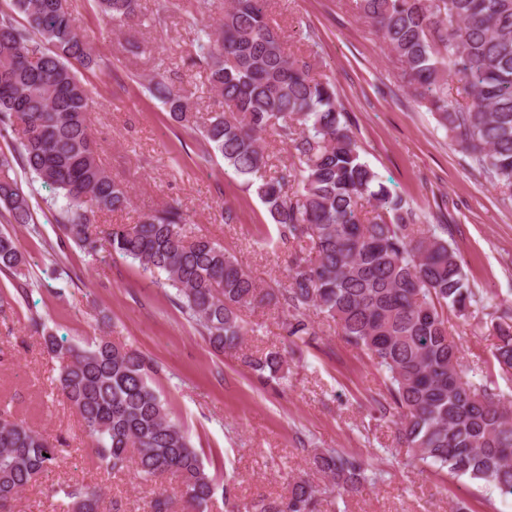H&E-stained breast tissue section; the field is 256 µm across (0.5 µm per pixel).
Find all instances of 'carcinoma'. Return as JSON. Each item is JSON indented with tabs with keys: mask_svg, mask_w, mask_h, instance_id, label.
<instances>
[{
	"mask_svg": "<svg viewBox=\"0 0 512 512\" xmlns=\"http://www.w3.org/2000/svg\"><path fill=\"white\" fill-rule=\"evenodd\" d=\"M95 2L114 23L138 7V0ZM267 5L230 0L214 30L194 21L211 91L231 110L229 117L211 113L198 132L225 169L260 180L257 194L290 251L285 287H260L224 246L188 235L175 206L134 225H110L108 256H99L91 226L131 199L98 160L91 96L76 66L104 61L79 34L66 0H12V13H0V129L16 141V152L0 153V206L16 224L32 221L29 196L12 176L19 165L62 199L54 216L61 245L165 275L176 304L216 352L241 344L245 308H277L286 336L302 342L317 336L310 312L325 315L384 373L389 402L380 417L395 411L398 442L411 462L512 496V400L498 383L512 379V306L477 295L456 249L434 225L417 223L407 201L361 158L333 83L314 78L310 62L285 51ZM355 8L401 65L413 101L512 203V0H355ZM451 77L463 82L462 104L448 99ZM147 91L174 120L196 124L186 97L164 78L152 79ZM269 129L292 151V162L271 178L260 144ZM289 185L296 187L291 196ZM27 264L16 236L0 231V271L19 277ZM473 307L492 310L497 337L498 374L478 382L448 336V313L466 319ZM43 344L65 360L58 389L91 438L99 467L117 473L133 464L145 480L174 476L186 509L207 512L216 484L169 418L150 360L105 336L65 346L47 333ZM283 365L272 351L255 368L274 377ZM60 453L43 433L0 411V512ZM312 462L326 488L290 477L283 495L242 511L232 503L228 512H315L323 494L352 495L378 480L364 459L334 448L313 449ZM50 493L63 494L69 512H99L102 501L82 486Z\"/></svg>",
	"mask_w": 512,
	"mask_h": 512,
	"instance_id": "cac0c4a2",
	"label": "carcinoma"
}]
</instances>
